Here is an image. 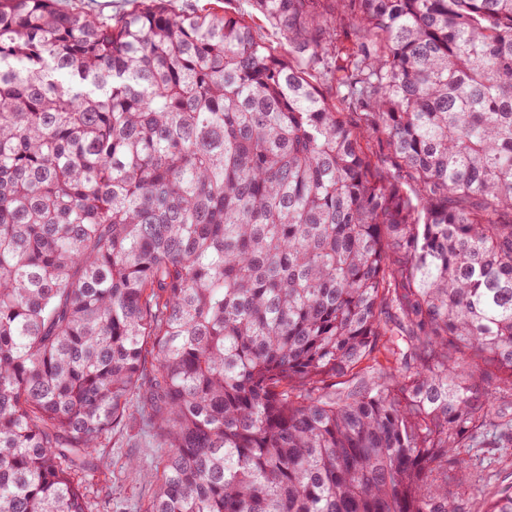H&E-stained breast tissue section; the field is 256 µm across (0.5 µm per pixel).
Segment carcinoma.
Instances as JSON below:
<instances>
[{
  "mask_svg": "<svg viewBox=\"0 0 512 512\" xmlns=\"http://www.w3.org/2000/svg\"><path fill=\"white\" fill-rule=\"evenodd\" d=\"M252 5L288 59L0 0V512H88L134 394L146 512H458L512 444V0ZM471 443L463 448L470 462L466 484L456 489V501L461 512H484L505 489L512 486V445L510 448H484Z\"/></svg>",
  "mask_w": 512,
  "mask_h": 512,
  "instance_id": "cac0c4a2",
  "label": "carcinoma"
}]
</instances>
